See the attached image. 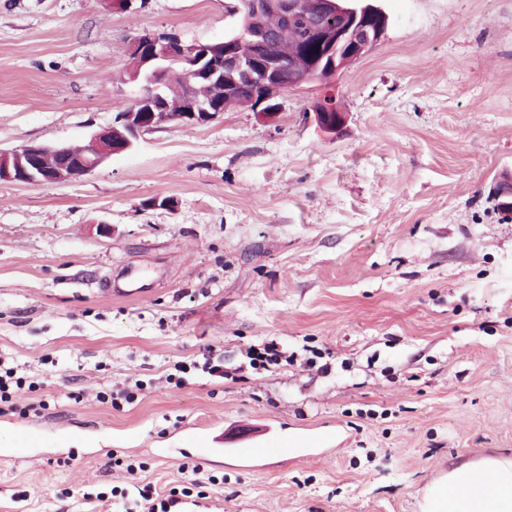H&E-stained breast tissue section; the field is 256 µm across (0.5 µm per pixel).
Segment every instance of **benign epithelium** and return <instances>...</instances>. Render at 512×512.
I'll use <instances>...</instances> for the list:
<instances>
[{"instance_id": "1", "label": "benign epithelium", "mask_w": 512, "mask_h": 512, "mask_svg": "<svg viewBox=\"0 0 512 512\" xmlns=\"http://www.w3.org/2000/svg\"><path fill=\"white\" fill-rule=\"evenodd\" d=\"M242 14L270 10L285 21H292L300 12L316 16H341L345 24L338 28L318 27L314 32L315 50L300 48L290 63L298 79L281 86L277 75L283 67L279 60L261 61L235 50L236 44L247 40L259 45L266 35L241 29L228 40L205 44H184L173 34L144 31L133 37L129 45V76L145 82V90L124 110L116 113L112 126L92 135L90 151L78 157L70 146H48L32 143L10 152L0 151V182L33 186L59 184L83 178L108 159L131 150L139 137L168 124H206L230 107L233 99L234 74H250L260 88L255 95L259 113L272 117L275 112L266 103L304 82L317 80L323 93L313 105L318 127L326 133L338 131L345 122V112L335 95L332 79L339 71L362 57L368 47L357 48L354 29L370 18H378L369 44L376 43L388 27L389 18L376 0H241ZM182 65L186 93L182 106L174 111L169 105H156L164 99L163 78L170 65ZM204 84L209 93L200 97L197 86Z\"/></svg>"}]
</instances>
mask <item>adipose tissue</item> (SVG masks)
Segmentation results:
<instances>
[{
	"mask_svg": "<svg viewBox=\"0 0 512 512\" xmlns=\"http://www.w3.org/2000/svg\"><path fill=\"white\" fill-rule=\"evenodd\" d=\"M422 512H512V456L489 455L428 485Z\"/></svg>",
	"mask_w": 512,
	"mask_h": 512,
	"instance_id": "adipose-tissue-1",
	"label": "adipose tissue"
}]
</instances>
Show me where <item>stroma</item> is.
<instances>
[{
	"label": "stroma",
	"instance_id": "stroma-1",
	"mask_svg": "<svg viewBox=\"0 0 512 512\" xmlns=\"http://www.w3.org/2000/svg\"><path fill=\"white\" fill-rule=\"evenodd\" d=\"M237 5L0 0V149L84 143L142 92L133 36L217 41ZM380 5L385 34L334 78L335 133L309 81L270 118L229 109L76 181L0 183V358L43 405L0 412V455L30 439L0 512H131L186 464L218 483L183 512H420L448 468L512 455V0ZM270 340L294 363L251 369ZM206 354L237 379L167 382ZM138 380L122 409L99 398ZM241 422L262 468L207 460Z\"/></svg>",
	"mask_w": 512,
	"mask_h": 512
}]
</instances>
